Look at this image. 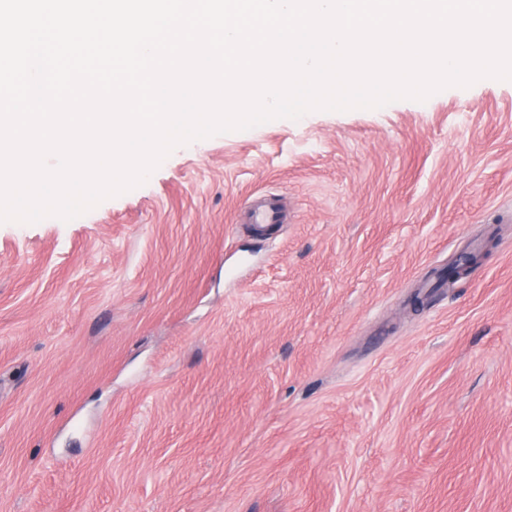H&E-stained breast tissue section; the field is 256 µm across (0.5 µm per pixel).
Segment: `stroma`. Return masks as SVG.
<instances>
[{
	"label": "stroma",
	"instance_id": "1",
	"mask_svg": "<svg viewBox=\"0 0 512 512\" xmlns=\"http://www.w3.org/2000/svg\"><path fill=\"white\" fill-rule=\"evenodd\" d=\"M0 512H512V80L0 223ZM236 213L235 223L252 224L260 231L288 221V206L275 193L249 195Z\"/></svg>",
	"mask_w": 512,
	"mask_h": 512
}]
</instances>
